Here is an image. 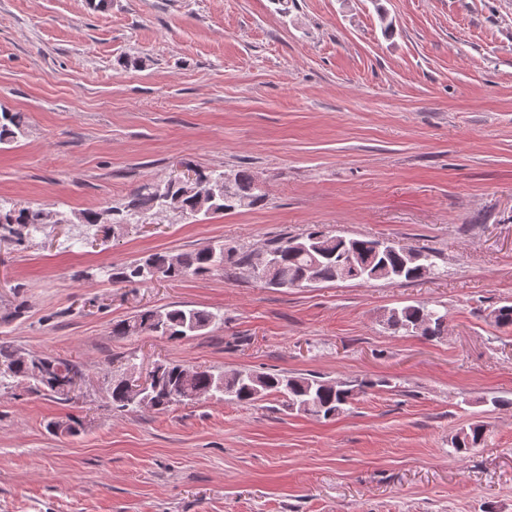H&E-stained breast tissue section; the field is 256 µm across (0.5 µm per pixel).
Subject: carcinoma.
<instances>
[{
    "instance_id": "1",
    "label": "carcinoma",
    "mask_w": 512,
    "mask_h": 512,
    "mask_svg": "<svg viewBox=\"0 0 512 512\" xmlns=\"http://www.w3.org/2000/svg\"><path fill=\"white\" fill-rule=\"evenodd\" d=\"M24 134L23 116L19 112H0V145H10ZM211 192L199 197L189 194L179 184L143 194L131 193L124 206L105 211H83L75 215L76 223L88 227L101 226L104 219L112 221L117 230L138 215L151 210L177 211L193 216L198 212L208 215L232 213L253 209L265 201L266 194L255 178L245 169L200 173ZM48 211L41 207L19 208L0 200V233L19 241L43 231L42 218ZM377 239L369 237L346 238L322 230H313L301 237L283 236L267 244L265 252L273 255L276 265L266 269L258 266L249 251H224L222 245H209L187 254L153 253L121 266L112 273V279L127 284H146L158 279L180 281L189 274L204 275L231 264L245 269L250 276L274 288H301L307 285L339 280L412 281L423 276V269L440 276L441 271L432 261V254L423 249L376 248ZM428 321L422 336L441 335L446 327L447 314L424 305H407L391 310L387 325L394 331L415 332L418 319ZM216 316L207 310L185 308L181 305L166 311L144 310L118 321L112 326V335L119 337L151 334L180 339L193 336L213 324ZM154 390L136 399L128 390L127 378L112 380V409L128 412L146 404L156 410H165L174 404L173 395L185 401H194L205 395L218 393L237 403L255 402L274 395L283 398L290 410L313 414L324 419L334 418L345 411L352 399V389L324 380L319 376L288 377L280 373H255L232 370L214 373L184 364L165 363L153 370ZM78 374L76 366L65 359L44 355L25 356L0 346V388L26 384L34 393L59 396L56 385ZM485 425L472 424L462 430L453 442L457 451L467 453L484 439Z\"/></svg>"
}]
</instances>
